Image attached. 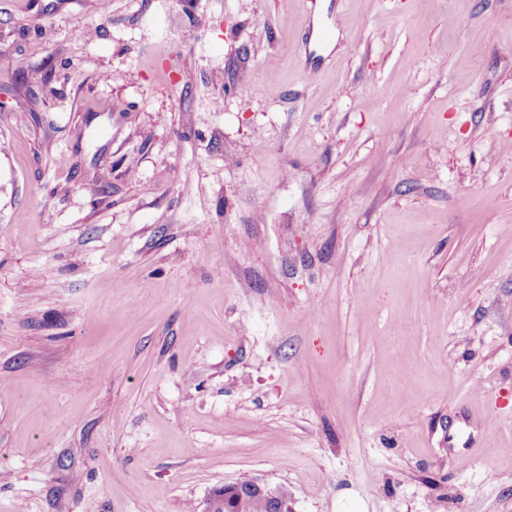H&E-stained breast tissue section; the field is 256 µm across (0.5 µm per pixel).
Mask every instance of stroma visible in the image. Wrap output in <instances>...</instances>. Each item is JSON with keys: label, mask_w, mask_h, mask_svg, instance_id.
I'll use <instances>...</instances> for the list:
<instances>
[{"label": "stroma", "mask_w": 512, "mask_h": 512, "mask_svg": "<svg viewBox=\"0 0 512 512\" xmlns=\"http://www.w3.org/2000/svg\"><path fill=\"white\" fill-rule=\"evenodd\" d=\"M512 512V0H0V512ZM250 488L260 494H250V497L238 510H242L243 512H270V507L272 506L273 512H292L291 506L289 505L290 499L285 490L271 489L257 480H252ZM261 494L265 495L270 502Z\"/></svg>", "instance_id": "1"}]
</instances>
